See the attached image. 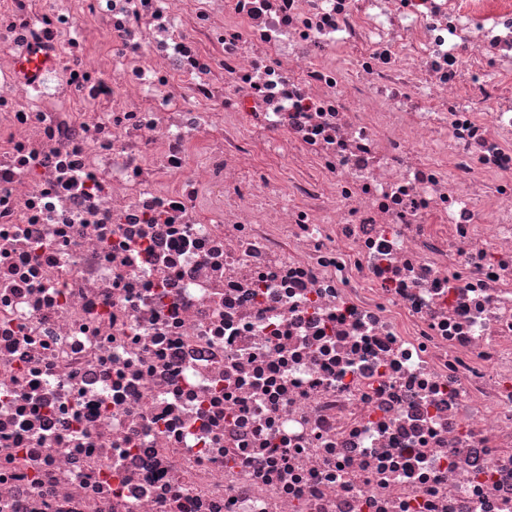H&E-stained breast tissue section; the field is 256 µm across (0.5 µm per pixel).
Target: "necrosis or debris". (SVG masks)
Segmentation results:
<instances>
[{
	"mask_svg": "<svg viewBox=\"0 0 512 512\" xmlns=\"http://www.w3.org/2000/svg\"><path fill=\"white\" fill-rule=\"evenodd\" d=\"M510 80L512 0H0V512H512Z\"/></svg>",
	"mask_w": 512,
	"mask_h": 512,
	"instance_id": "necrosis-or-debris-1",
	"label": "necrosis or debris"
}]
</instances>
